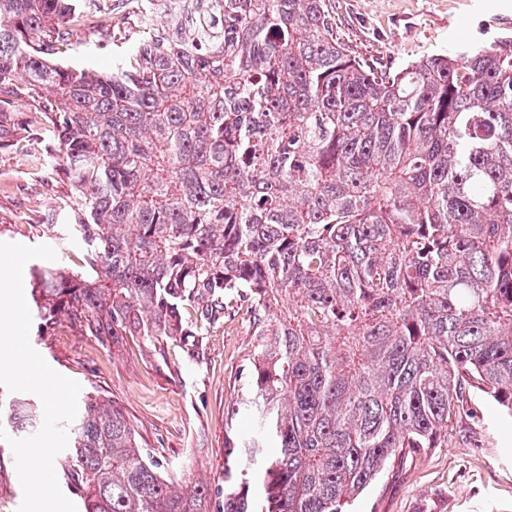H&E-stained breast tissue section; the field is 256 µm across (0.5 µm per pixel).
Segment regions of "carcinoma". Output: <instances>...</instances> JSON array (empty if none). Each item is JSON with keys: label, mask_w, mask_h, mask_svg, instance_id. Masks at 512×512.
I'll return each instance as SVG.
<instances>
[{"label": "carcinoma", "mask_w": 512, "mask_h": 512, "mask_svg": "<svg viewBox=\"0 0 512 512\" xmlns=\"http://www.w3.org/2000/svg\"><path fill=\"white\" fill-rule=\"evenodd\" d=\"M76 0H0V148L37 102L39 156L76 192V271L36 316L100 342L257 338L227 456L263 494L178 482L93 389L55 472L84 512H346L402 458L448 446L472 390L512 417V37L394 71L348 54L326 0H202L112 70L61 65ZM0 386V426L36 431Z\"/></svg>", "instance_id": "obj_1"}]
</instances>
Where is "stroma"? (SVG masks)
<instances>
[{
	"label": "stroma",
	"mask_w": 512,
	"mask_h": 512,
	"mask_svg": "<svg viewBox=\"0 0 512 512\" xmlns=\"http://www.w3.org/2000/svg\"><path fill=\"white\" fill-rule=\"evenodd\" d=\"M142 0H79L86 22L60 58L100 69L136 52ZM351 54L400 68L512 36V0H327ZM71 181L21 148L0 149V242L56 247L46 216L70 204ZM31 346L59 374L95 387L134 416L137 432L183 479L224 482L227 408L247 381L257 341L246 307L227 310L198 347L161 349L129 336L100 344L58 315ZM444 448L389 467L350 512H512V417L472 395Z\"/></svg>",
	"instance_id": "stroma-1"
}]
</instances>
